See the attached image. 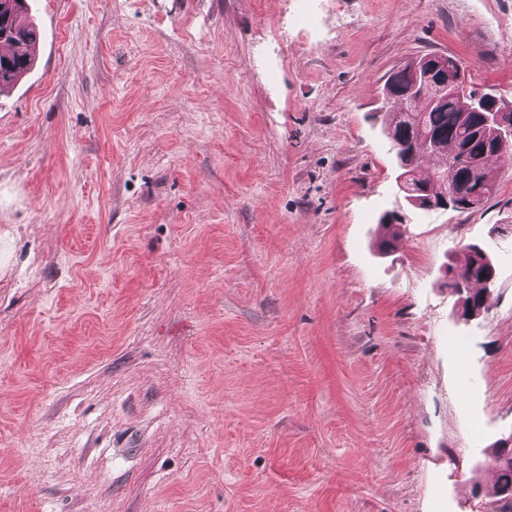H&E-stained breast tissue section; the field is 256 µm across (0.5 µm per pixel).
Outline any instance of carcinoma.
Instances as JSON below:
<instances>
[{
  "label": "carcinoma",
  "instance_id": "carcinoma-1",
  "mask_svg": "<svg viewBox=\"0 0 512 512\" xmlns=\"http://www.w3.org/2000/svg\"><path fill=\"white\" fill-rule=\"evenodd\" d=\"M36 27L27 17L26 0H0V45L16 48L0 53V90L14 85L32 66L29 48L37 41ZM440 64L438 73L448 79V95L438 104L418 95L410 60L394 69L385 84L395 89L393 99H384L392 120L387 139L398 163L405 165L411 180L422 187L423 194L413 207L436 210L441 198L449 196L451 210L464 213L471 205L487 201L494 190L488 164L501 158L495 153L494 132L480 125L468 109L467 97L453 90L457 77L453 63ZM440 159L434 167L423 162ZM385 235L377 244L381 253L394 248L401 235L399 224L381 221ZM448 288L455 292L465 288L474 300L486 301L494 283V266L482 249L468 244L462 248L458 262L448 268ZM493 463L497 480L489 498L491 512H512V448L498 447Z\"/></svg>",
  "mask_w": 512,
  "mask_h": 512
}]
</instances>
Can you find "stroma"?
<instances>
[{"mask_svg":"<svg viewBox=\"0 0 512 512\" xmlns=\"http://www.w3.org/2000/svg\"><path fill=\"white\" fill-rule=\"evenodd\" d=\"M29 17L0 94V512H487L512 161L473 211L410 207L382 89L433 51L512 102V0ZM468 244L496 269L476 318L446 286Z\"/></svg>","mask_w":512,"mask_h":512,"instance_id":"stroma-1","label":"stroma"}]
</instances>
